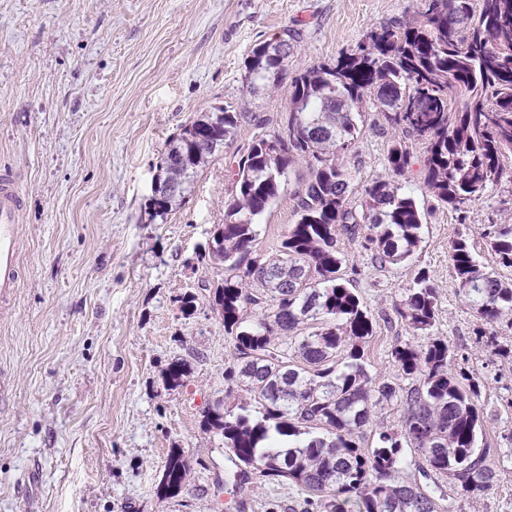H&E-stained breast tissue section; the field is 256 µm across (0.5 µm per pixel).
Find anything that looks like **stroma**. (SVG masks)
<instances>
[{
  "label": "stroma",
  "instance_id": "35a3bbf8",
  "mask_svg": "<svg viewBox=\"0 0 512 512\" xmlns=\"http://www.w3.org/2000/svg\"><path fill=\"white\" fill-rule=\"evenodd\" d=\"M420 0H0V175L19 182L20 277L0 304V512H304L291 481L256 477L232 488L220 435L202 425L226 394L233 347L210 308L224 276L201 257L224 218L235 148L273 132L286 90L249 95L244 61L257 42L297 31L295 74L335 61L382 23L413 17ZM235 105L249 115L234 147L200 172L166 218L151 219L152 181L168 140L198 113ZM351 160L355 192L391 177L394 135L373 108ZM427 209L412 260L379 270L347 244L354 285L374 320L371 375L397 380L395 343L420 344L394 306L418 270L440 292L438 334L452 366L480 384L483 438L498 473L463 512H512V361L480 350L478 321L459 292L448 243L467 228L486 266L490 225L512 220V183L464 211L438 205L418 168L400 176ZM282 196L261 218L258 250L293 223ZM196 297L194 311L182 298ZM186 363L181 386L166 381ZM187 464L181 491L158 485L171 449Z\"/></svg>",
  "mask_w": 512,
  "mask_h": 512
}]
</instances>
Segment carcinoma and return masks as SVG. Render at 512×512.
<instances>
[{"instance_id":"obj_1","label":"carcinoma","mask_w":512,"mask_h":512,"mask_svg":"<svg viewBox=\"0 0 512 512\" xmlns=\"http://www.w3.org/2000/svg\"><path fill=\"white\" fill-rule=\"evenodd\" d=\"M420 2L415 17L383 24L336 61L292 77L279 130L233 154L224 223L214 226L208 250L224 269L211 303L234 345L224 382L253 400L236 411L208 408L203 426L231 452L233 487L252 473L289 480L311 493L305 512H436L433 497L401 478L408 468L450 479L461 500L497 482L489 449L479 446L480 386L451 369L428 273L419 270L395 305L397 321L423 337L391 351L405 386L367 370L373 321L345 275L341 236L360 241L373 266L385 268L419 250L426 224L423 208L395 180L375 178L354 200L350 160L365 103L401 131L387 150L394 175L410 167L414 145L423 147L424 185L436 201L460 211L512 179V0ZM291 40L289 33L251 49L248 93L281 87ZM245 116L220 106L181 126L154 179L152 217L183 203L200 170L237 139ZM300 165L307 175L292 189ZM284 193L295 200V221L274 253H259L257 220ZM485 237L497 264L512 269V224H495ZM448 257L480 321L477 343L511 356L499 337L512 334V279L485 266L463 230L448 243ZM250 308L257 317L249 322ZM395 399L405 405L401 420L377 427L373 446L362 447L363 427ZM186 473L172 452L160 493H177Z\"/></svg>"}]
</instances>
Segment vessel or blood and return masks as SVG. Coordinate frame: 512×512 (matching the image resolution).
Here are the masks:
<instances>
[{"mask_svg":"<svg viewBox=\"0 0 512 512\" xmlns=\"http://www.w3.org/2000/svg\"><path fill=\"white\" fill-rule=\"evenodd\" d=\"M21 198L11 176H0V301L15 294L19 278L18 222Z\"/></svg>","mask_w":512,"mask_h":512,"instance_id":"obj_1","label":"vessel or blood"}]
</instances>
